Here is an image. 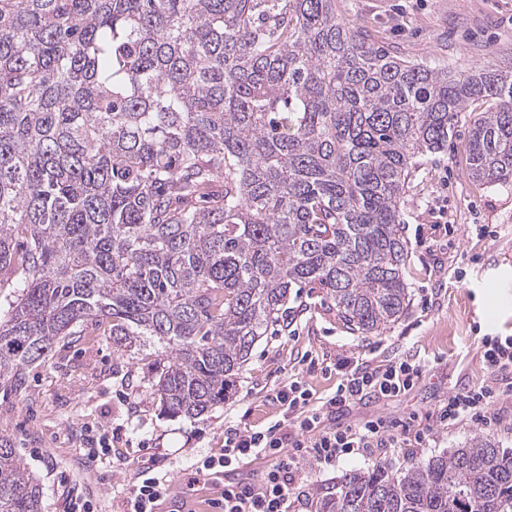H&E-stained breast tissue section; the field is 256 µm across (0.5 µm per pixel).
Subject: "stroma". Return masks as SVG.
Listing matches in <instances>:
<instances>
[{
  "mask_svg": "<svg viewBox=\"0 0 512 512\" xmlns=\"http://www.w3.org/2000/svg\"><path fill=\"white\" fill-rule=\"evenodd\" d=\"M337 8L373 42L410 60L459 73L512 64V0H337ZM481 109L474 103L447 150L419 158L411 173L401 215L410 305L382 333L350 330L322 289H291L287 328L262 337L223 402L192 418L165 414L151 389L150 356L121 353L107 336L70 337L62 354L24 369L21 382L0 380V436L39 481L41 512H68L77 493L96 512H126L129 489L149 467L172 489L187 490L196 462L222 453L225 426L282 421L270 393L293 376L316 396H331L340 360L376 365L408 356L426 373L406 394L357 403L326 426L411 417L430 437L423 447L380 449L328 469L304 464L300 512H313L320 488L350 470L403 472L478 435L512 453V394L503 391L512 370L491 372L481 354L483 337L512 336V182L469 176L465 142ZM481 384L499 391L491 425L440 426L437 409L448 395ZM102 435L112 452L90 460L86 450Z\"/></svg>",
  "mask_w": 512,
  "mask_h": 512,
  "instance_id": "35a3bbf8",
  "label": "stroma"
}]
</instances>
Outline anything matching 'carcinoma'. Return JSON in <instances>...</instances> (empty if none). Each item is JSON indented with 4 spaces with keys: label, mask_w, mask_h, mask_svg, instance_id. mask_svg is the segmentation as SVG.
<instances>
[{
    "label": "carcinoma",
    "mask_w": 512,
    "mask_h": 512,
    "mask_svg": "<svg viewBox=\"0 0 512 512\" xmlns=\"http://www.w3.org/2000/svg\"><path fill=\"white\" fill-rule=\"evenodd\" d=\"M470 176L512 182V68L391 54L336 0H0V379L92 324L157 345L171 416L224 401L288 289L353 331L407 310L401 206L461 113ZM221 183L214 195L215 183ZM0 437V512H40ZM315 512H512V457L482 436L393 473L352 470Z\"/></svg>",
    "instance_id": "carcinoma-1"
}]
</instances>
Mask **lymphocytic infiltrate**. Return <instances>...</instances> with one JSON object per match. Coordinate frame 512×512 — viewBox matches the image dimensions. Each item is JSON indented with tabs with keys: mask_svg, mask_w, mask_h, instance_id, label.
I'll use <instances>...</instances> for the list:
<instances>
[{
	"mask_svg": "<svg viewBox=\"0 0 512 512\" xmlns=\"http://www.w3.org/2000/svg\"><path fill=\"white\" fill-rule=\"evenodd\" d=\"M424 373V366L405 358L374 367L361 363L344 372L335 393L321 402L314 400L303 382L288 381L274 390L275 400L284 409L281 423L265 430L225 427L223 453L199 460L195 471L212 475L238 466L247 457L268 459L270 467L261 484L225 485L218 504L222 512H294L295 483L304 462L328 468L352 457L367 456L375 448L400 447L409 438L418 444L428 440L427 430L414 431L406 423L388 427L378 418L334 428L323 424L330 409L405 394L421 381ZM495 394L489 385L449 394L438 409V419L448 426L466 421L487 423ZM169 493L165 478L144 475L129 492L127 512H157Z\"/></svg>",
	"mask_w": 512,
	"mask_h": 512,
	"instance_id": "obj_1",
	"label": "lymphocytic infiltrate"
}]
</instances>
